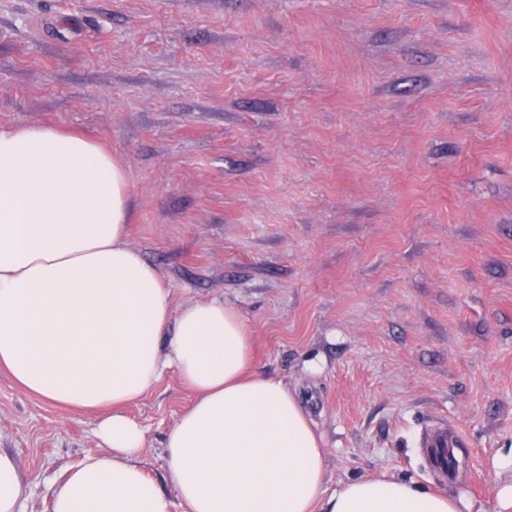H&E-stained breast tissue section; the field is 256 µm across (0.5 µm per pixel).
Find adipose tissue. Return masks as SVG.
<instances>
[{
	"mask_svg": "<svg viewBox=\"0 0 512 512\" xmlns=\"http://www.w3.org/2000/svg\"><path fill=\"white\" fill-rule=\"evenodd\" d=\"M127 173L102 146L51 127L0 129V367L26 392L101 410L110 457L86 456L49 512H459L447 493L362 478L322 496L320 440L278 378L250 371L240 316L212 300L170 314L159 271L124 242ZM175 369L198 394L167 435L168 498L136 458L123 404ZM29 484L0 452V512Z\"/></svg>",
	"mask_w": 512,
	"mask_h": 512,
	"instance_id": "1",
	"label": "adipose tissue"
}]
</instances>
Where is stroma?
Masks as SVG:
<instances>
[{
    "label": "stroma",
    "instance_id": "1",
    "mask_svg": "<svg viewBox=\"0 0 512 512\" xmlns=\"http://www.w3.org/2000/svg\"><path fill=\"white\" fill-rule=\"evenodd\" d=\"M80 133L125 166L126 244L172 314L219 299L254 371L300 397L323 495L436 483L459 429L461 512H512V0H0V128ZM175 371L125 408L173 494ZM98 412L0 370V451L27 512L85 456ZM460 441V433L447 425L437 424L426 435L422 453L430 473L437 480L451 482L456 473L452 454Z\"/></svg>",
    "mask_w": 512,
    "mask_h": 512
}]
</instances>
